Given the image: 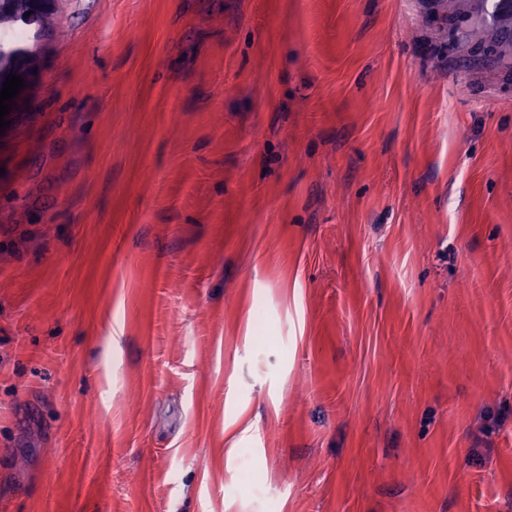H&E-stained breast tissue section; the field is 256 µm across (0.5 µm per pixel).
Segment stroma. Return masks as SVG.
Listing matches in <instances>:
<instances>
[{
  "mask_svg": "<svg viewBox=\"0 0 512 512\" xmlns=\"http://www.w3.org/2000/svg\"><path fill=\"white\" fill-rule=\"evenodd\" d=\"M0 133V512H512V80L423 0H73Z\"/></svg>",
  "mask_w": 512,
  "mask_h": 512,
  "instance_id": "35a3bbf8",
  "label": "stroma"
}]
</instances>
